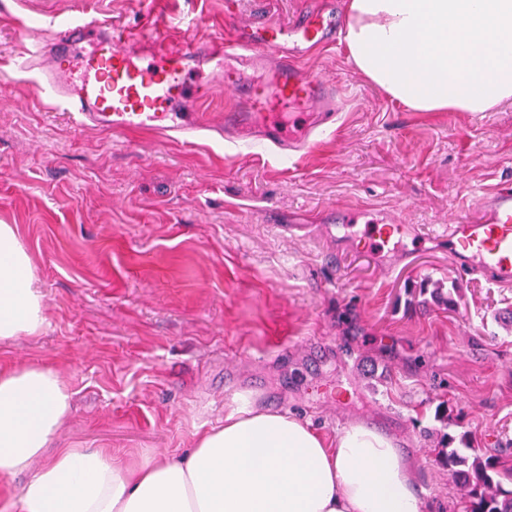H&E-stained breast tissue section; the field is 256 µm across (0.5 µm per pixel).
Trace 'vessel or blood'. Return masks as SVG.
<instances>
[{
  "mask_svg": "<svg viewBox=\"0 0 512 512\" xmlns=\"http://www.w3.org/2000/svg\"><path fill=\"white\" fill-rule=\"evenodd\" d=\"M51 27L53 41L32 42L18 65L45 67L37 93L61 100L66 111L78 113L81 124L115 134L149 131L190 141L207 126L200 117L177 114L176 108L185 93L184 75L205 64L237 101L212 127L217 134L252 129L278 149L296 151L311 130H328L336 122L341 99L335 82L294 66L313 45L336 40L333 9H309L290 23L255 17L235 25L232 37L202 48L169 42L151 28L117 29L110 20L87 13ZM91 40L96 50L84 54L82 46ZM64 57L74 59L73 68L62 69ZM477 204L479 216L457 211L437 235L447 240L458 269L510 285L512 187L482 194ZM411 230L393 214L376 212L362 247L382 255Z\"/></svg>",
  "mask_w": 512,
  "mask_h": 512,
  "instance_id": "vessel-or-blood-1",
  "label": "vessel or blood"
}]
</instances>
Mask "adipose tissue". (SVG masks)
Returning a JSON list of instances; mask_svg holds the SVG:
<instances>
[{
	"label": "adipose tissue",
	"mask_w": 512,
	"mask_h": 512,
	"mask_svg": "<svg viewBox=\"0 0 512 512\" xmlns=\"http://www.w3.org/2000/svg\"><path fill=\"white\" fill-rule=\"evenodd\" d=\"M344 31L356 71L412 111L512 102V0H348ZM45 323L31 256L0 224V342ZM72 401L50 367L0 371V481L29 475L19 512H423L396 440L362 422L329 440L243 397L179 458L46 457Z\"/></svg>",
	"instance_id": "1"
}]
</instances>
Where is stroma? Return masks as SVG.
<instances>
[{
    "instance_id": "35a3bbf8",
    "label": "stroma",
    "mask_w": 512,
    "mask_h": 512,
    "mask_svg": "<svg viewBox=\"0 0 512 512\" xmlns=\"http://www.w3.org/2000/svg\"><path fill=\"white\" fill-rule=\"evenodd\" d=\"M328 0H238L284 20ZM137 29L179 12L174 43L225 34L224 0H91ZM74 0H0V224L15 225L46 297L34 337L0 344V367H52L75 393L52 448L180 456L224 424L236 394L327 436L361 421L400 443L423 512H460L432 461L436 413L512 460V284L459 272L431 230L482 193L512 185V102L489 112H415L353 67L344 45L300 66L344 88L334 129L307 149L194 143L72 124L17 69L43 12ZM184 112L215 121L234 103L207 70ZM381 208L426 231L376 257L320 234L329 208ZM433 288L460 291L456 309Z\"/></svg>"
}]
</instances>
